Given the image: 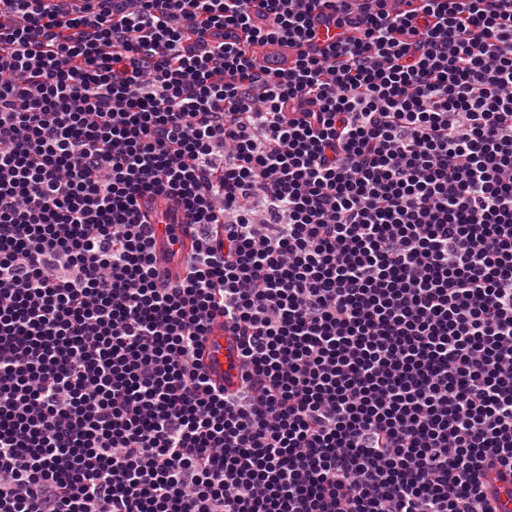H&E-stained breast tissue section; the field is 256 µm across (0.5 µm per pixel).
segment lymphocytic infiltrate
<instances>
[{"label":"lymphocytic infiltrate","mask_w":512,"mask_h":512,"mask_svg":"<svg viewBox=\"0 0 512 512\" xmlns=\"http://www.w3.org/2000/svg\"><path fill=\"white\" fill-rule=\"evenodd\" d=\"M147 194L198 226L179 283ZM495 480L512 0H0V512H496ZM238 348L235 340L224 327L215 324L202 339L201 362L210 378L224 384V376L235 374L238 364Z\"/></svg>","instance_id":"obj_1"}]
</instances>
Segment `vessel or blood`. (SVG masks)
Returning <instances> with one entry per match:
<instances>
[{"instance_id":"obj_1","label":"vessel or blood","mask_w":512,"mask_h":512,"mask_svg":"<svg viewBox=\"0 0 512 512\" xmlns=\"http://www.w3.org/2000/svg\"><path fill=\"white\" fill-rule=\"evenodd\" d=\"M139 211L148 217L153 226L152 251L157 267L178 280L196 240V230L191 217L173 204L160 199L142 201ZM201 362L215 382L234 374L238 363L235 340L222 326H214L202 339Z\"/></svg>"}]
</instances>
